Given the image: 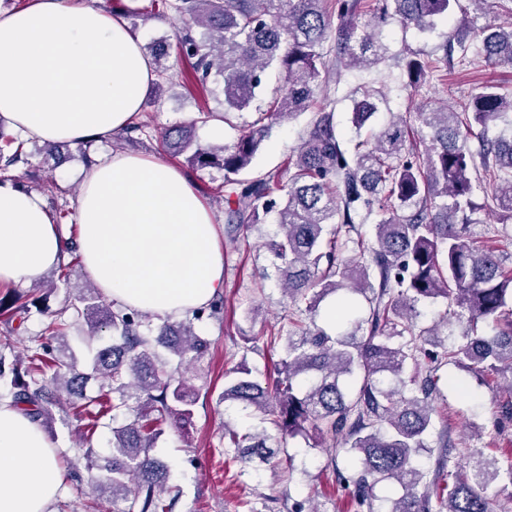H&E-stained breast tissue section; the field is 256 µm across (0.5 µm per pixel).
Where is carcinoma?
Segmentation results:
<instances>
[{"mask_svg": "<svg viewBox=\"0 0 512 512\" xmlns=\"http://www.w3.org/2000/svg\"><path fill=\"white\" fill-rule=\"evenodd\" d=\"M154 2L187 24L179 50L194 73L191 80L170 72L162 63L165 47L148 46L158 77L202 87L213 74L223 78L224 111H201L197 121L228 123L233 114H256L229 146L198 144L192 121L168 129L163 147L186 155L193 170L224 171L217 198L224 202L228 242L263 216L272 213L276 220L264 242L269 266L263 278L288 300V329L267 338L270 350L280 351L275 376L261 383L237 368L224 384V404L262 416L276 434L226 428L225 447L246 465L270 461L297 436L311 441V448L331 441L353 460L351 473L338 479L351 488L354 512H492L489 486L500 478L512 485V459L500 463L476 448L469 471L460 474L448 443L433 470L425 467L423 453L431 450L441 367L453 364L480 378L512 377V266L496 245L480 249L470 242L477 210L471 169L477 162L492 189L497 220L512 223V96L489 83L459 111L421 106L393 114L351 153L335 133L332 113L321 108L288 159L286 174L252 171L274 125L313 107L327 80L338 86L350 67L371 69L385 60V27L397 21L426 31L460 0H382L366 26L354 20L358 0H335L332 11L328 0ZM333 27L336 64L330 68L323 47ZM195 28L203 30L201 37L192 34ZM448 42L461 66L475 55L492 66L512 64V25L460 30ZM447 64L446 54L433 60L410 53L403 64L407 86L420 88L432 70ZM271 68L283 85L264 103L259 94ZM374 98L366 89L353 99L358 134L376 114ZM414 122L422 151L409 139ZM497 122L511 133L489 136ZM473 139L474 152L468 147ZM20 164H29V154L0 117V173ZM368 222L373 235L366 240L362 226ZM66 251L60 281L81 263L76 243ZM439 299L448 307L444 325L461 327L457 335L448 330V344L439 339V325L417 328L419 305ZM221 304L217 296L190 318L166 322L146 336L141 328L148 315L91 288L53 315L45 335L58 346L31 349L29 379L11 380V403L41 426L52 417V398L60 390L85 410L98 408L91 414L93 428L111 411L132 414L112 427L111 455L86 449L87 469L95 471L91 491L127 503L121 512H172L167 466L150 450L164 428H179L193 413L197 389L190 373L210 346L194 321L216 315ZM27 307L20 292L0 297V318L12 323ZM78 323L88 343L112 331L89 352L84 371L66 334ZM405 335L409 341L395 342ZM421 357L425 373L402 380L406 365ZM93 378L101 381L95 396L86 393ZM440 483L444 494L434 503L431 488ZM382 484H396L401 492L383 497Z\"/></svg>", "mask_w": 512, "mask_h": 512, "instance_id": "1", "label": "carcinoma"}]
</instances>
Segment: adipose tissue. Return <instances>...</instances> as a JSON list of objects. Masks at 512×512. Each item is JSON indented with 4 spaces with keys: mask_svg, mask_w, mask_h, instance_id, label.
Instances as JSON below:
<instances>
[{
    "mask_svg": "<svg viewBox=\"0 0 512 512\" xmlns=\"http://www.w3.org/2000/svg\"><path fill=\"white\" fill-rule=\"evenodd\" d=\"M143 40L121 17L74 0L0 12V117L25 139L77 145L131 123L155 81ZM79 248L107 299L162 317L205 306L224 287L212 211L181 170L117 153L84 176ZM65 258L43 198L0 182V286H27ZM44 430L0 400V512H47L62 495Z\"/></svg>",
    "mask_w": 512,
    "mask_h": 512,
    "instance_id": "1",
    "label": "adipose tissue"
}]
</instances>
